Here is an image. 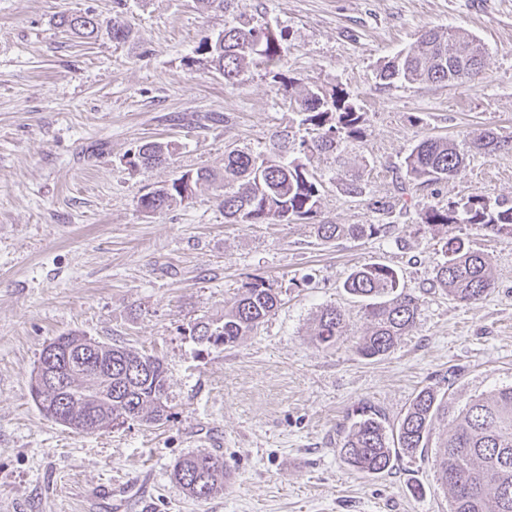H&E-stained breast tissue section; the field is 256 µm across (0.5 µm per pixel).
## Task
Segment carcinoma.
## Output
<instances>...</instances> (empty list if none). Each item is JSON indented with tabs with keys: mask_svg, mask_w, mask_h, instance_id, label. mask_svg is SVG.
Segmentation results:
<instances>
[{
	"mask_svg": "<svg viewBox=\"0 0 512 512\" xmlns=\"http://www.w3.org/2000/svg\"><path fill=\"white\" fill-rule=\"evenodd\" d=\"M61 31L80 39H95L101 21L91 11L61 12L55 19ZM282 46L269 28L238 22L224 27L215 38L200 43L196 53L224 76L238 82L250 64L274 67L281 60ZM484 48L469 34L450 28H434L422 34L418 45L400 52L378 68L383 84H454L472 80L481 73ZM302 124L313 132L311 139L296 140L288 130L277 135L275 151L253 155L232 149L224 152V172L200 169L185 172L171 182L139 197L137 206L146 212L161 211L193 198L201 182L224 189L219 206L232 224H284L309 220L320 208L319 182L300 156L338 150L339 139L362 138V116L343 97L324 94L319 88L305 90L297 101ZM505 146L495 133L454 140L426 137L413 145L404 159L408 184H431L448 180L460 170L471 152L490 153ZM175 147L170 142L148 141L131 152L127 164L150 167L166 162ZM422 223L437 226L471 224L498 237L512 240V200H490L476 190L446 206L430 204ZM325 241L340 236L363 238L386 234L389 224L315 225ZM435 285L465 305L484 299L494 280L484 254L471 249L457 236L446 238L443 261L434 268ZM345 290L362 302L370 322L367 335L356 342L364 359L391 352L397 340L416 324L419 299L400 288L397 271L371 263L355 269L344 283ZM280 303L275 289L261 277L245 284L224 316L200 320L190 328L197 340L232 346L251 333ZM345 312L336 306L320 311L313 332L319 346L330 347L344 335ZM85 349L79 370L65 375L62 386L31 381L30 394L39 410L65 427L80 419L91 423L106 419H161L158 403L167 397V367L157 356L123 346L101 343L68 332L51 340ZM452 417L453 431L436 459L437 482L449 495L448 512H512V385L470 398L455 409L431 387L420 390L403 417L393 425L374 407L363 404L340 442L339 454L355 471L376 475L390 470L401 456L414 457L428 451L433 421ZM230 465L209 452L180 456L171 476L197 500L224 493Z\"/></svg>",
	"mask_w": 512,
	"mask_h": 512,
	"instance_id": "1",
	"label": "carcinoma"
}]
</instances>
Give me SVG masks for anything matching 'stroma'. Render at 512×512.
I'll use <instances>...</instances> for the list:
<instances>
[{
	"label": "stroma",
	"mask_w": 512,
	"mask_h": 512,
	"mask_svg": "<svg viewBox=\"0 0 512 512\" xmlns=\"http://www.w3.org/2000/svg\"><path fill=\"white\" fill-rule=\"evenodd\" d=\"M85 10L129 38L81 40L54 24ZM239 18L282 33V56L231 86L195 49ZM448 26L484 46L479 76L380 85L379 64ZM308 87L345 96L364 119L361 140L308 165L322 183L318 220L389 233L324 242L309 220L228 224L208 183L189 202L138 208L148 189L222 168L225 150L266 152L286 126L305 135L296 101ZM485 129L506 147L402 189L418 140ZM146 141L177 149L166 164L129 167ZM348 173L361 194L346 192ZM475 190L512 200V0H233L224 13L196 0H0V512H448L432 456L360 474L338 433L365 402L394 423L426 386L460 406L512 384V242L421 222L427 204ZM449 235L490 259L495 287L477 304L433 284ZM371 263L394 268L420 311L389 354L366 360L355 346L369 322L343 283ZM254 277L280 306L234 346L195 340L192 323L222 315ZM330 304L349 319L322 348L312 333ZM70 331L160 357L165 419L81 435L40 413L31 377L46 344ZM198 450L234 474L205 501L171 477ZM106 484L113 497L99 495Z\"/></svg>",
	"instance_id": "obj_1"
}]
</instances>
